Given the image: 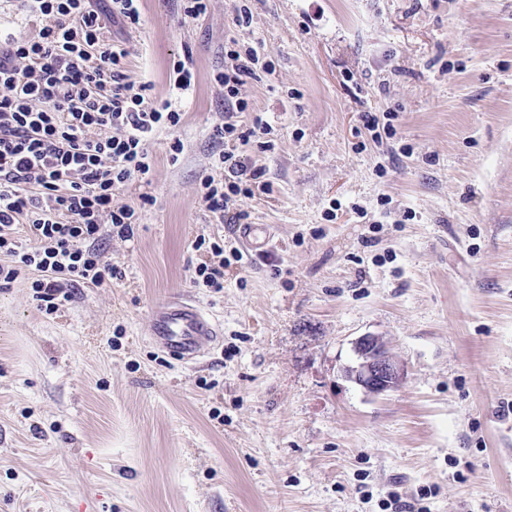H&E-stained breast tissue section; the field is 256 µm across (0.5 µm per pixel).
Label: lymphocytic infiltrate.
Here are the masks:
<instances>
[{"mask_svg":"<svg viewBox=\"0 0 512 512\" xmlns=\"http://www.w3.org/2000/svg\"><path fill=\"white\" fill-rule=\"evenodd\" d=\"M27 2L42 21L37 36L12 38L0 51V288L31 274L33 296L51 315L69 301V284L121 278L99 241L106 230L131 237L139 215L113 197L128 181L149 179L148 136L180 126L176 101L195 79L189 62L176 61L168 97L157 98L151 83L129 80L126 51L108 36L92 0ZM251 22L250 10L237 8V34L224 42L217 81L229 109L213 130L226 145L216 160L223 175L201 182L206 211L231 224L249 218L236 207L239 197L269 190L263 168L247 165L242 153L271 126L259 116L248 129L237 122L248 108L240 88L255 77L259 61L257 48L241 47L238 37ZM22 226L34 246L20 241ZM195 247L209 255L194 269L195 285L222 290L223 238L201 237Z\"/></svg>","mask_w":512,"mask_h":512,"instance_id":"1","label":"lymphocytic infiltrate"}]
</instances>
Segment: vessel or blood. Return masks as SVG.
<instances>
[{
  "label": "vessel or blood",
  "instance_id": "vessel-or-blood-1",
  "mask_svg": "<svg viewBox=\"0 0 512 512\" xmlns=\"http://www.w3.org/2000/svg\"><path fill=\"white\" fill-rule=\"evenodd\" d=\"M238 238L244 248L264 253L274 247V234L264 224H243ZM149 334L158 347L183 364L196 362L218 340L217 325L189 297H175L151 313Z\"/></svg>",
  "mask_w": 512,
  "mask_h": 512
}]
</instances>
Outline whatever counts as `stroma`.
I'll use <instances>...</instances> for the list:
<instances>
[{"label":"stroma","instance_id":"stroma-1","mask_svg":"<svg viewBox=\"0 0 512 512\" xmlns=\"http://www.w3.org/2000/svg\"><path fill=\"white\" fill-rule=\"evenodd\" d=\"M242 4L273 67L240 89V123L273 128L244 158L273 190L238 206L279 245L217 293L194 242L239 243L200 183ZM109 31L131 80L167 95L188 57L195 86L115 198L140 216L102 242L121 278L52 315L0 288V512H381L423 488L422 512H512V0H142ZM174 295L221 330L191 365L148 336ZM366 333L406 369L379 396L345 376Z\"/></svg>","mask_w":512,"mask_h":512}]
</instances>
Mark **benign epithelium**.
<instances>
[{
    "mask_svg": "<svg viewBox=\"0 0 512 512\" xmlns=\"http://www.w3.org/2000/svg\"><path fill=\"white\" fill-rule=\"evenodd\" d=\"M355 364L345 369L349 381L366 394L378 396L395 390L404 378V368L390 353L382 337L364 334L353 342Z\"/></svg>",
    "mask_w": 512,
    "mask_h": 512,
    "instance_id": "7a95c632",
    "label": "benign epithelium"
}]
</instances>
